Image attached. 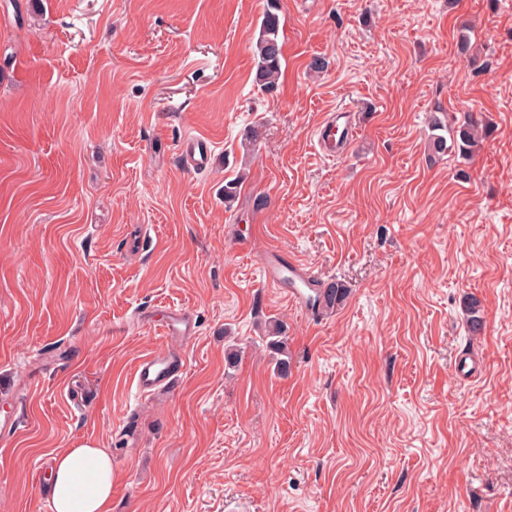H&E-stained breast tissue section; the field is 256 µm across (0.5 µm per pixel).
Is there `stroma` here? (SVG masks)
<instances>
[{
    "instance_id": "1",
    "label": "stroma",
    "mask_w": 512,
    "mask_h": 512,
    "mask_svg": "<svg viewBox=\"0 0 512 512\" xmlns=\"http://www.w3.org/2000/svg\"><path fill=\"white\" fill-rule=\"evenodd\" d=\"M266 6L0 0V512H46L82 444L112 453V512H512V0H279L271 93ZM276 250L347 299L296 308L262 281ZM172 310L192 336L162 337ZM169 344L182 374L141 396ZM260 23L255 44L256 80L267 92L273 91L281 76L282 45L280 44V17L276 0H269ZM348 112L351 111L345 108H336V111L325 115L317 128L320 149L323 146L332 157H341L356 136V127L351 123L350 115H347ZM341 117L346 119L343 124L339 123ZM213 147L212 141L207 137L193 136L184 145L181 152L183 167L193 171L205 169L213 153ZM185 365L183 355L172 347L159 348L141 357L135 367L140 393L155 396L179 377Z\"/></svg>"
}]
</instances>
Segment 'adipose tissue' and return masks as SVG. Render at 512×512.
Here are the masks:
<instances>
[{
    "label": "adipose tissue",
    "instance_id": "obj_1",
    "mask_svg": "<svg viewBox=\"0 0 512 512\" xmlns=\"http://www.w3.org/2000/svg\"><path fill=\"white\" fill-rule=\"evenodd\" d=\"M48 486L52 512H110L111 451L83 444L54 454Z\"/></svg>",
    "mask_w": 512,
    "mask_h": 512
}]
</instances>
